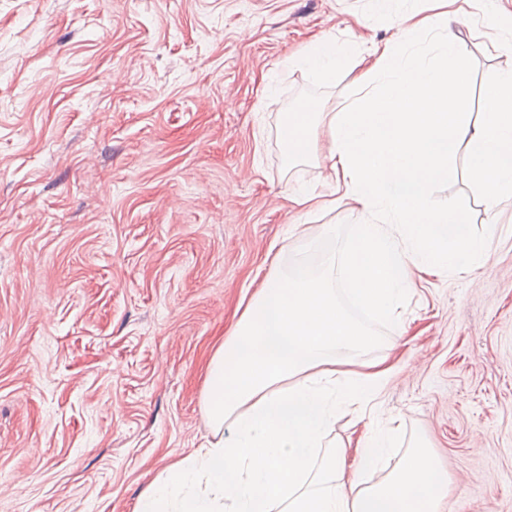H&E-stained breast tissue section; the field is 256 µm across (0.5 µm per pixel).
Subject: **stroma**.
Here are the masks:
<instances>
[{
  "label": "stroma",
  "mask_w": 512,
  "mask_h": 512,
  "mask_svg": "<svg viewBox=\"0 0 512 512\" xmlns=\"http://www.w3.org/2000/svg\"><path fill=\"white\" fill-rule=\"evenodd\" d=\"M462 41L470 119L512 69ZM369 0H0V512H135L173 460L212 435L206 358L274 260L317 268L358 221L305 213L285 113L340 108L350 77L302 63L358 32ZM458 148L439 203L495 226L492 272L424 276L400 361L370 415L421 437L448 474L445 512H512V200L488 214ZM339 230L322 236L325 225ZM320 248L306 250L305 235Z\"/></svg>",
  "instance_id": "35a3bbf8"
}]
</instances>
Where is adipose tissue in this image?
Instances as JSON below:
<instances>
[{
  "label": "adipose tissue",
  "instance_id": "obj_1",
  "mask_svg": "<svg viewBox=\"0 0 512 512\" xmlns=\"http://www.w3.org/2000/svg\"><path fill=\"white\" fill-rule=\"evenodd\" d=\"M399 2L377 0L391 39L319 42L304 57L323 74L351 71L353 99L336 112L302 104L280 128L288 161L319 158L330 171L326 191L299 189L296 203L322 211L348 200L359 222L319 271L276 264L265 273L208 362L212 440L171 463L136 512H439L447 476L426 446L373 482L367 468L389 456L393 429L371 422L355 439L330 434L341 415L376 402L395 370L389 356H373L380 339L353 309L396 324L413 272L488 264L492 234L472 235L468 210L438 206L432 193L463 145L485 208L512 199V69L468 120L455 36L437 33L433 56L415 51L430 22Z\"/></svg>",
  "mask_w": 512,
  "mask_h": 512
}]
</instances>
